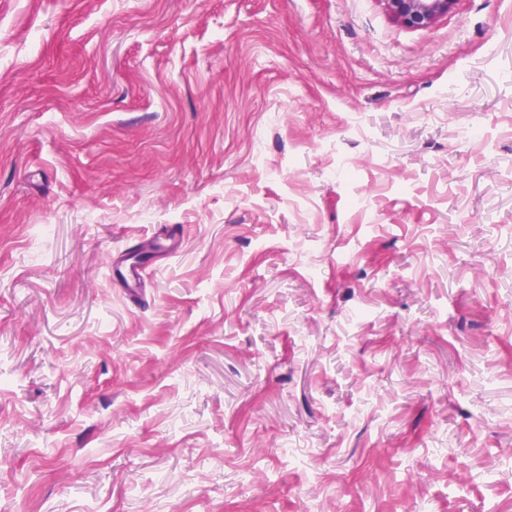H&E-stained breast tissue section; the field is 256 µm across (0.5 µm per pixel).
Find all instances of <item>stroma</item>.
<instances>
[{
    "label": "stroma",
    "mask_w": 512,
    "mask_h": 512,
    "mask_svg": "<svg viewBox=\"0 0 512 512\" xmlns=\"http://www.w3.org/2000/svg\"><path fill=\"white\" fill-rule=\"evenodd\" d=\"M0 512H512V0H0ZM456 0H386L392 17L409 28L431 25L452 7Z\"/></svg>",
    "instance_id": "35a3bbf8"
}]
</instances>
